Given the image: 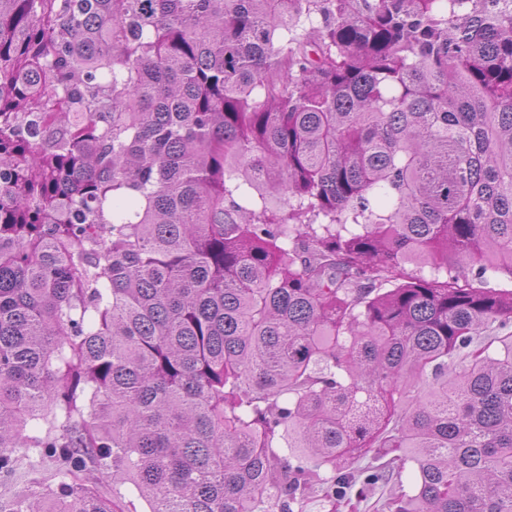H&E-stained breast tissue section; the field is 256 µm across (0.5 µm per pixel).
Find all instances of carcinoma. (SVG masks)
<instances>
[{
  "instance_id": "obj_1",
  "label": "carcinoma",
  "mask_w": 512,
  "mask_h": 512,
  "mask_svg": "<svg viewBox=\"0 0 512 512\" xmlns=\"http://www.w3.org/2000/svg\"><path fill=\"white\" fill-rule=\"evenodd\" d=\"M498 278L512 0H0V512H512ZM18 466L8 481L0 480V495H11L27 487L33 478L48 474L53 470L54 463L48 459H40L36 456H22ZM395 482H397L396 475H393L388 484H381L379 487L367 491L364 494L366 500L358 504V509L355 512H377L380 504L394 489Z\"/></svg>"
}]
</instances>
